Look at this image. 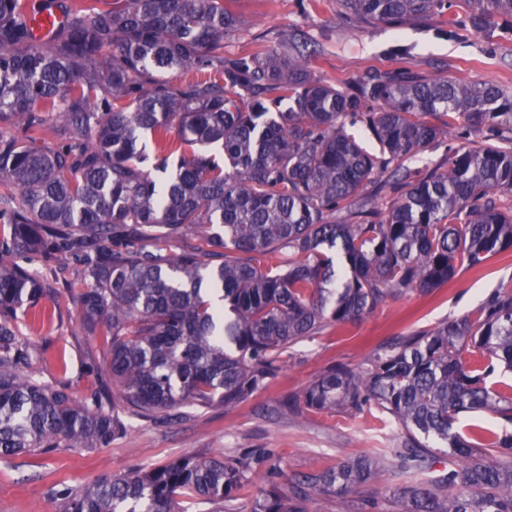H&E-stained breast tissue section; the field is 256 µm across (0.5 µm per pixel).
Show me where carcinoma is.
I'll return each mask as SVG.
<instances>
[{
	"label": "carcinoma",
	"mask_w": 512,
	"mask_h": 512,
	"mask_svg": "<svg viewBox=\"0 0 512 512\" xmlns=\"http://www.w3.org/2000/svg\"><path fill=\"white\" fill-rule=\"evenodd\" d=\"M461 2L479 33L494 18L512 25V0ZM338 3L357 23L459 24L450 0ZM50 8L65 25L36 42L28 20ZM241 27L224 0H0V126L12 130L0 133V181L18 191L15 204L0 197V457L106 446L127 416L241 403L268 387L289 346L512 251V209L496 198L512 194V93L408 71L343 90L315 75L318 50L297 31L282 34L286 59L224 57ZM184 70L195 77L162 78ZM51 119L58 141L39 147ZM484 127L498 143L448 150L385 203L364 194L386 171L407 178V162L449 130ZM30 255L47 268L80 262L81 325L111 337L105 389L78 397L31 364L19 323L44 316L52 288L23 263ZM499 370L512 372V291L498 288L280 403L374 407L403 430L396 447L255 496L249 459L182 457L63 483L61 512H192L200 500L211 512H306L312 495L348 491L385 463L410 478L386 512H512V432L457 428L477 412L512 426V385L488 382ZM440 448L458 464L432 475Z\"/></svg>",
	"instance_id": "carcinoma-1"
}]
</instances>
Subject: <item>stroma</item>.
Masks as SVG:
<instances>
[{"instance_id":"obj_1","label":"stroma","mask_w":512,"mask_h":512,"mask_svg":"<svg viewBox=\"0 0 512 512\" xmlns=\"http://www.w3.org/2000/svg\"><path fill=\"white\" fill-rule=\"evenodd\" d=\"M227 7L244 22L240 32L224 41L228 57L270 49L287 53L280 35L297 27L322 49L315 64L317 76L340 88L371 73L406 67L427 78L491 81L512 92L508 31L497 30L489 39L467 29L452 37L446 25L427 17L399 29L361 25L343 15L337 0H321L315 9L307 0H229ZM42 274L55 292L43 301L46 321L24 331L33 345L31 363L46 381L86 395L98 386L97 370L106 362L105 332L80 324L74 302L81 286L77 267L46 268ZM498 288L512 289L511 252L481 267L460 270L429 294L407 292L355 322L329 326L297 342L269 387L247 401L230 407H186L181 417L169 421L131 418L127 432L110 445L78 454L57 451L34 459H0V512H60V483L87 485L184 456L231 459L244 449H260L264 458L256 480L263 486L274 467L289 476L312 473L349 457L395 447L400 430L377 409L282 414L278 402L301 392L331 364H361L390 337L462 317ZM405 483V477L384 472L351 492L330 499L312 496L305 507L307 512H349L354 501L383 499Z\"/></svg>"}]
</instances>
